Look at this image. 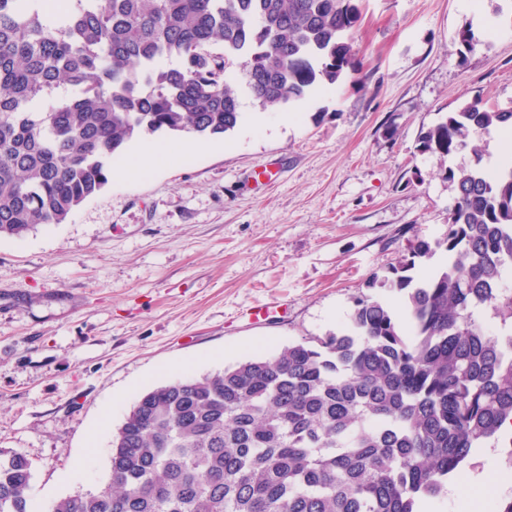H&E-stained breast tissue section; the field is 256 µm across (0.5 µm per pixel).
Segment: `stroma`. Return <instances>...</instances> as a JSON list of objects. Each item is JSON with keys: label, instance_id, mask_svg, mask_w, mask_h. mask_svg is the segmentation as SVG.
Returning a JSON list of instances; mask_svg holds the SVG:
<instances>
[{"label": "stroma", "instance_id": "35a3bbf8", "mask_svg": "<svg viewBox=\"0 0 512 512\" xmlns=\"http://www.w3.org/2000/svg\"><path fill=\"white\" fill-rule=\"evenodd\" d=\"M359 70L301 105L241 94L223 146L113 178L63 224L0 238V450L32 506L97 490L145 390L342 330L418 239L448 230L453 157L421 132L512 107V0H362ZM470 31L472 47L460 39Z\"/></svg>", "mask_w": 512, "mask_h": 512}]
</instances>
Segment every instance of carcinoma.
<instances>
[{
	"label": "carcinoma",
	"instance_id": "obj_1",
	"mask_svg": "<svg viewBox=\"0 0 512 512\" xmlns=\"http://www.w3.org/2000/svg\"><path fill=\"white\" fill-rule=\"evenodd\" d=\"M0 0V237L64 224L153 135L219 138L241 121L227 70L261 106L356 71L359 0ZM512 108L468 103L422 132L452 156ZM442 239L373 283L348 329L142 393L112 436L109 478L49 512H420L512 424V166L446 171ZM448 264L418 278L437 252ZM30 461L0 451V512H30Z\"/></svg>",
	"mask_w": 512,
	"mask_h": 512
}]
</instances>
